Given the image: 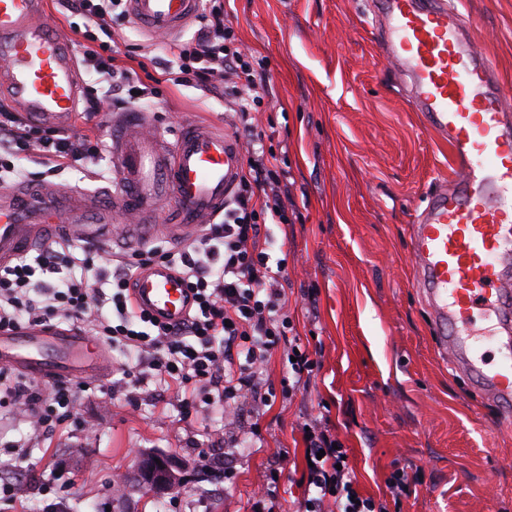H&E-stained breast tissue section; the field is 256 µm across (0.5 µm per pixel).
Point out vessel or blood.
<instances>
[{
    "mask_svg": "<svg viewBox=\"0 0 512 512\" xmlns=\"http://www.w3.org/2000/svg\"><path fill=\"white\" fill-rule=\"evenodd\" d=\"M378 43L406 79L408 98L429 129L447 141L456 175L427 201L411 226L417 285L432 309L439 347L486 396L512 411V117L489 60L474 48L469 24L451 0H372ZM148 38L172 39L197 18L201 0H127ZM0 100L44 126L67 129L83 82L74 50L45 16L44 0H0ZM148 112H114L111 208L95 194L0 187V266L58 238L104 245L154 237L181 245L223 211L243 168V153L222 126L189 121L175 144L147 134ZM168 216L154 229L156 211ZM121 212L131 221L114 227ZM137 307L169 322L185 319L192 294L163 264L136 278ZM500 351L477 356L480 344ZM0 364L51 381L107 375V352L78 327L0 331Z\"/></svg>",
    "mask_w": 512,
    "mask_h": 512,
    "instance_id": "vessel-or-blood-1",
    "label": "vessel or blood"
}]
</instances>
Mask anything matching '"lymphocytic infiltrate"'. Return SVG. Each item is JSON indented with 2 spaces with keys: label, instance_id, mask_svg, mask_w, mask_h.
I'll return each instance as SVG.
<instances>
[{
  "label": "lymphocytic infiltrate",
  "instance_id": "1",
  "mask_svg": "<svg viewBox=\"0 0 512 512\" xmlns=\"http://www.w3.org/2000/svg\"><path fill=\"white\" fill-rule=\"evenodd\" d=\"M125 0H59L82 26L74 34L88 41L84 67L112 81V105L133 109L156 97L162 84L217 92L224 81L241 83L232 116L247 136L246 162L224 213L188 246L162 244L129 255H104L102 249L65 240L31 255L22 254L0 268V331L21 326L66 323L82 326L95 342L128 354L111 393L130 406L153 386L158 401L174 396L182 416L197 404L229 413L243 394L268 403L262 390L263 366L283 336L292 332L283 283L286 261L272 258L260 245L261 226L288 221L280 197L286 176L264 137L256 133L253 112L266 95V81L255 57L244 54L224 11V0H205L199 27L189 40L168 45L169 64L149 79L134 67L119 65L121 49L111 20ZM101 152L97 137L70 134L21 119L0 109V183L23 176L22 161L35 159L44 176L88 169ZM162 263L184 277L193 295L189 316L178 323L159 320L132 302L135 277ZM55 276L47 284L46 276ZM76 393L58 385L45 391L19 382L7 387L0 407L16 408L29 427L25 444H14L0 471L18 467L26 443L39 441L60 425ZM318 422L303 434L304 453L312 457L298 512H383V504L357 497L356 478L344 448Z\"/></svg>",
  "mask_w": 512,
  "mask_h": 512
}]
</instances>
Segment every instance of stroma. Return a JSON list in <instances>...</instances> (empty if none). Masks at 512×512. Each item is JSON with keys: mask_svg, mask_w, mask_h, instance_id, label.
<instances>
[{"mask_svg": "<svg viewBox=\"0 0 512 512\" xmlns=\"http://www.w3.org/2000/svg\"><path fill=\"white\" fill-rule=\"evenodd\" d=\"M371 0H226L238 45L262 63L269 93L255 114L265 144L287 173L288 221L272 225V254L287 260L288 340L317 360L307 385L281 397L283 351L263 372L274 396L246 402L237 419L175 406L158 420L151 392L132 411L109 395L127 356L111 352L109 378L79 392L70 417L32 448L5 480L28 512H248L266 485L271 450L286 451L277 494L295 512L303 478L301 425L324 417L354 470L358 491L387 512H512V420L453 370L437 350L433 316L413 285L410 226L455 171L446 143L407 101L403 77L375 40ZM474 42L495 67L512 108V0H454ZM223 96L165 84L147 107L167 141L183 121L228 123ZM79 133L103 139L98 181L68 170L33 190L97 192L111 204L112 130L105 112L78 119ZM258 430L262 445L246 437ZM233 469L212 483L197 472L200 451ZM175 458L177 486L157 493L134 474L142 457ZM407 475L393 499L387 480Z\"/></svg>", "mask_w": 512, "mask_h": 512, "instance_id": "1", "label": "stroma"}]
</instances>
